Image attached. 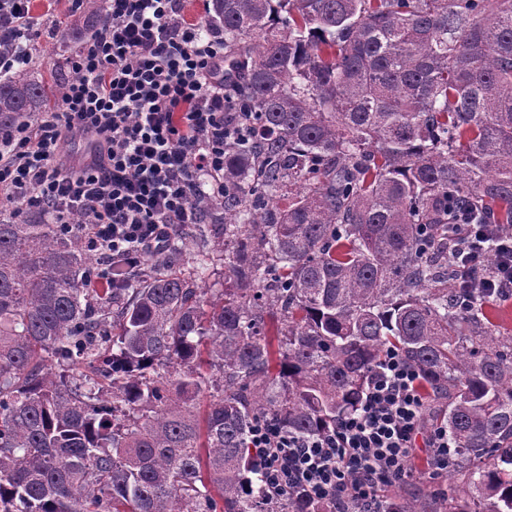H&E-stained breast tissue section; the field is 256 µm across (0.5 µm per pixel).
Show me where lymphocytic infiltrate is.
Listing matches in <instances>:
<instances>
[{
  "label": "lymphocytic infiltrate",
  "instance_id": "lymphocytic-infiltrate-1",
  "mask_svg": "<svg viewBox=\"0 0 512 512\" xmlns=\"http://www.w3.org/2000/svg\"><path fill=\"white\" fill-rule=\"evenodd\" d=\"M107 3L109 20L77 54V77L54 111L0 126V203L54 224L86 213L99 286L112 265L135 266L165 250L179 228L199 223L205 201L224 194V148L238 133L227 110L223 31L187 20L186 0ZM33 27L29 0H0V74L27 63ZM84 134L89 158H61V141ZM462 230L468 287L511 294L512 231L498 224ZM489 235L499 243L496 272L486 279L477 270ZM424 403L418 372L387 353L358 409L328 430L301 436L267 422L254 426L263 481L280 495L330 499L336 512H384L377 489L410 476L418 440L435 470L448 468V431L424 430Z\"/></svg>",
  "mask_w": 512,
  "mask_h": 512
}]
</instances>
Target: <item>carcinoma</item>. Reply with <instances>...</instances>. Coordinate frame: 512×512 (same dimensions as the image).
<instances>
[{
  "instance_id": "1",
  "label": "carcinoma",
  "mask_w": 512,
  "mask_h": 512,
  "mask_svg": "<svg viewBox=\"0 0 512 512\" xmlns=\"http://www.w3.org/2000/svg\"><path fill=\"white\" fill-rule=\"evenodd\" d=\"M207 24L249 136L204 224L93 288L85 214L0 216V512H331L267 491L250 430L330 428L390 349L446 399L448 512H512V346L448 231L512 225V0H211ZM65 86L15 72L0 123Z\"/></svg>"
}]
</instances>
